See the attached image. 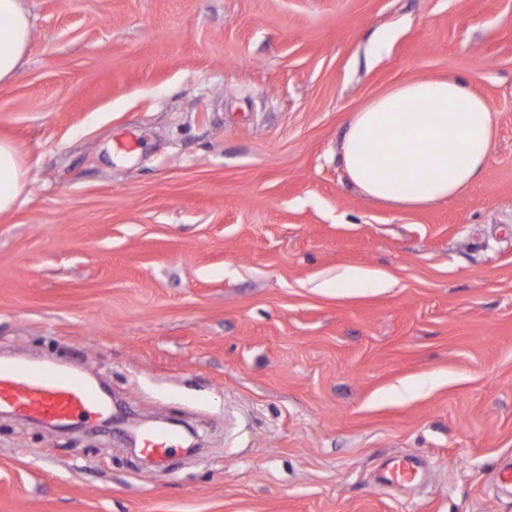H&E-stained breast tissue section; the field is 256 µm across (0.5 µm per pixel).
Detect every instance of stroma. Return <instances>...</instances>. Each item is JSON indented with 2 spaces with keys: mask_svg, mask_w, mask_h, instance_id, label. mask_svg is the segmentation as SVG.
Masks as SVG:
<instances>
[{
  "mask_svg": "<svg viewBox=\"0 0 512 512\" xmlns=\"http://www.w3.org/2000/svg\"><path fill=\"white\" fill-rule=\"evenodd\" d=\"M26 6L0 359L103 382L119 422L0 412V512H512V0ZM440 77L496 114L483 176L421 210L367 199L350 120ZM130 417L188 421L198 453L144 469ZM406 455L424 479L376 489Z\"/></svg>",
  "mask_w": 512,
  "mask_h": 512,
  "instance_id": "obj_1",
  "label": "stroma"
}]
</instances>
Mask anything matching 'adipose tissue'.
I'll return each instance as SVG.
<instances>
[{"label": "adipose tissue", "mask_w": 512, "mask_h": 512, "mask_svg": "<svg viewBox=\"0 0 512 512\" xmlns=\"http://www.w3.org/2000/svg\"><path fill=\"white\" fill-rule=\"evenodd\" d=\"M32 23L24 0H0V85L27 61ZM494 115L454 78L400 84L352 117L341 160L372 200L402 210L429 207L467 191L491 151ZM28 170L15 146L0 140V215L25 199Z\"/></svg>", "instance_id": "ef3b65f1"}]
</instances>
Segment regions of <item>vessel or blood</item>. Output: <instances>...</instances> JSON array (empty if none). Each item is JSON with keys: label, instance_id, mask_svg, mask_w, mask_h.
<instances>
[{"label": "vessel or blood", "instance_id": "1", "mask_svg": "<svg viewBox=\"0 0 512 512\" xmlns=\"http://www.w3.org/2000/svg\"><path fill=\"white\" fill-rule=\"evenodd\" d=\"M4 408L48 425L67 424L108 410L100 393L82 373L31 365L21 358L0 360V410ZM178 442L175 433L151 431L144 437V450L164 455L173 451ZM417 472L414 458L400 459L383 473L378 486L384 489L413 482Z\"/></svg>", "mask_w": 512, "mask_h": 512}]
</instances>
